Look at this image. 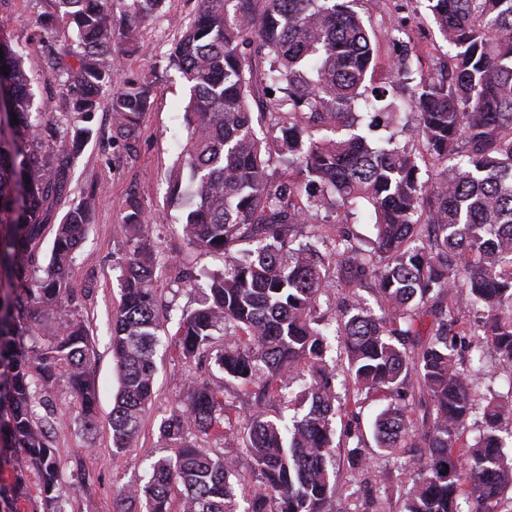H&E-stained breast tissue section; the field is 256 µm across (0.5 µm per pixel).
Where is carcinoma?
<instances>
[{
  "label": "carcinoma",
  "mask_w": 512,
  "mask_h": 512,
  "mask_svg": "<svg viewBox=\"0 0 512 512\" xmlns=\"http://www.w3.org/2000/svg\"><path fill=\"white\" fill-rule=\"evenodd\" d=\"M53 2L35 41L65 89L59 117L35 108L25 55L0 36L8 128L0 129V266L10 288L0 298V447L21 449L38 470L44 512H65L50 394L64 381L78 429L96 427L89 328L69 304L95 189L59 223L49 220L107 91L112 128L127 147L150 108L145 86L112 89L133 33L116 28L115 8L140 23L165 0ZM198 2L169 53L189 98L168 194L183 210L188 244L224 253V270L206 275L203 303L181 314L178 356L199 362L224 337L214 363L246 408L232 417L218 392L189 381L159 427L177 455L153 461L147 481L124 498L169 512L179 485L183 512H237L238 488L248 485L245 512H334L336 423L362 460L368 440L358 409L374 396L384 402L375 447L416 476L383 484L354 512H391L395 500L397 512H502L512 491V0H426L448 60L436 73L419 71L403 96L393 84L366 95L375 50L354 0ZM255 60L284 92L268 110L271 139L252 116ZM371 112L387 117L381 144L356 133ZM278 168L288 182L274 183ZM323 208L331 220L312 223ZM362 221L373 227L364 243L354 230ZM120 231L111 336L117 450L139 437L163 345L157 250L138 200H128ZM334 281L354 293L330 318L320 297ZM362 288L374 291L376 306L356 293ZM331 335L343 343L339 372L327 360ZM485 346L511 369L505 394L480 393L479 370L466 364ZM339 379L352 388L342 406ZM277 403L293 416L271 414ZM473 416L479 430L470 441L461 429ZM200 433L242 447L250 470L199 448ZM26 498L19 469L6 499Z\"/></svg>",
  "instance_id": "carcinoma-1"
}]
</instances>
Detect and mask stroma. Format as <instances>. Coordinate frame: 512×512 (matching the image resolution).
Masks as SVG:
<instances>
[{"instance_id":"35a3bbf8","label":"stroma","mask_w":512,"mask_h":512,"mask_svg":"<svg viewBox=\"0 0 512 512\" xmlns=\"http://www.w3.org/2000/svg\"><path fill=\"white\" fill-rule=\"evenodd\" d=\"M197 0H166L162 10L134 32L135 52L122 60L120 77L147 85L151 108L137 133L134 151H127L112 136L108 109L97 112L93 134L71 168L68 196L56 205L61 218L69 203L85 191L96 189L94 216L84 232L73 264L72 283L79 313L89 327L93 348L91 380L99 401L96 430L77 429L74 407L65 383L51 393L56 420L50 431L57 450L56 465L66 500V512H140L139 503L122 504L123 489L142 484L149 465L173 455L159 437V425L183 399L184 384L196 378L223 389L224 375L216 366L185 364L176 348L160 352L152 401L143 417L137 443L122 452L112 446L109 417L118 390V371L112 358V317L120 303L117 273L112 264L123 252L119 226L129 198L140 200L151 224L159 253L156 268L157 295L169 307L165 323L175 334L181 313L197 308L198 289L178 283L183 270L200 274L224 268V255L188 245L179 219L181 212L167 198V181L186 139L183 107L188 89L180 73L168 63V53L189 21ZM50 0H0V32L15 38L26 55V66L35 75L37 98L48 113L62 108L61 90L49 78L43 57L31 37L41 19L51 11ZM357 11L378 41L375 79L392 76L401 39H410L423 57L426 69L439 68L447 59L448 46L428 18L423 0H408L406 9L388 8L383 0H358Z\"/></svg>"}]
</instances>
